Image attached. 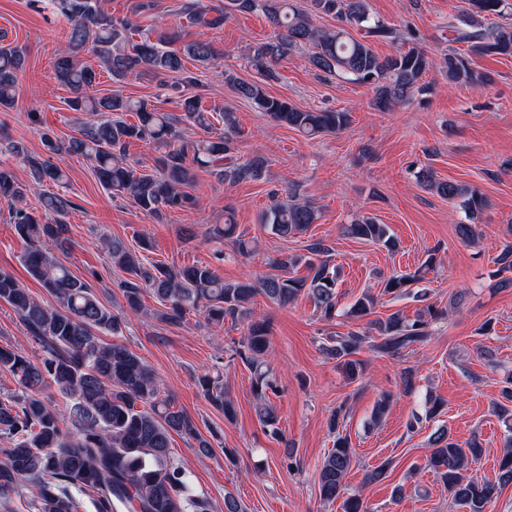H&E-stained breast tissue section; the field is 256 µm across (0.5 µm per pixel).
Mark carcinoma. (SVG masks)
<instances>
[{
  "instance_id": "cac0c4a2",
  "label": "carcinoma",
  "mask_w": 512,
  "mask_h": 512,
  "mask_svg": "<svg viewBox=\"0 0 512 512\" xmlns=\"http://www.w3.org/2000/svg\"><path fill=\"white\" fill-rule=\"evenodd\" d=\"M468 4L463 14L448 21L452 47L443 65L450 82L484 84L486 75L471 67L470 58L511 57L512 23L485 24L488 17L504 16L507 0H468ZM58 6L68 26L55 60L56 78L70 90L69 109L84 112L86 117L78 124V135L66 141L42 134L43 156H32L24 147L11 144L10 154L28 166L30 183L19 182L13 168L0 161V203H7L10 223L24 245L22 265L53 299L44 303L14 274L0 270V302L12 308L42 349L33 362L10 346H0V369L10 372L20 385L18 393L0 397V437L8 442V447L0 448V507L9 508L12 497L27 486L32 490L35 512H212L210 499L195 491L191 476L174 462L170 450L174 434L193 440L202 455L211 453L210 441L202 437L185 411L163 396L162 380L141 358L122 343L104 340L105 334L122 332V318L52 252L70 245L67 224L62 221L70 202L58 193L40 192V210L34 211L27 208L26 197L46 184L67 185L66 170L54 161V156L67 153L89 160L112 196L126 197L144 213L161 218L196 206L199 172L228 184L260 180L266 159L256 155L238 161L233 112L221 107L207 109L201 97L180 93V88L197 84L187 64L206 67L214 59L210 43L198 40L177 47L171 34H150L132 18L107 12L102 0H59ZM256 10L265 13L275 29L269 40L250 49L248 64L258 80L246 81L229 72L225 81L280 125L315 138L338 132L349 122L345 110L302 109L266 90L265 84L278 79L275 65L302 50L309 51L308 60L316 70L371 86L373 106L380 112L409 105L415 94L423 91L421 81L430 60L420 46L419 32L409 24L399 29L372 15L367 0H306L304 6L299 0H228L222 8L186 0L181 6V14L204 29L222 28L233 11ZM315 16L331 17L336 26L320 27L314 23ZM352 28L364 35L353 37ZM375 40L399 42L401 48L394 55L381 56L372 48ZM457 44L465 49L455 48ZM85 51L94 55L115 82L143 70L151 72L160 85L179 92L180 113L164 112L144 98L100 94L96 89L100 74L80 59ZM23 65V50L1 42V112L13 106ZM130 113L134 114L132 122L126 120ZM216 113L224 124L221 131L213 123ZM183 124L201 129L208 137L186 136ZM135 141L153 146L157 156L152 167L146 169L128 157V147ZM417 181L443 199L461 200L472 217L487 207L478 188L441 180L429 168L417 172ZM319 219L318 207L297 198L275 202L263 215L271 232L283 238L306 234ZM346 231L390 252L399 248L390 227L370 215L355 218ZM212 235L231 243L242 256L257 253L254 240L238 231L230 217L215 225ZM105 248L112 264L128 275L121 290L131 310L142 308V294L147 292L162 306L157 317L164 323L180 325L189 313L196 312L217 326L227 319L244 326L236 353L252 374L258 420L272 434L278 432L271 404L278 384L265 359L269 325L257 316L255 299L262 297L285 307L305 295L324 318L345 316L352 321L371 315L378 304L377 297L365 292L348 309L339 307L337 272L329 265L331 249L321 242L308 245L305 255L269 260L270 272L264 275L231 283L206 264L178 268L159 261L144 263L141 251L150 248L144 238L136 249L119 238L105 243ZM436 264V253L431 250L416 271L384 281L382 294L410 296L423 303L414 318L398 309L324 347L350 378L362 371L361 363L351 356L364 344L377 354L396 355L430 338L431 324L442 319L445 311L428 302V293L414 285ZM496 264L504 275L500 284L512 286V245L503 248ZM300 267L307 275L291 274ZM49 383L68 398V415H62L45 396ZM505 383L502 398L506 403L496 404V409L512 432V373ZM199 385L207 401L225 418L234 416L220 375H204ZM341 413L338 407L329 418L336 436L319 466L320 496L326 501L342 499L344 512H369L361 496L347 489L354 449L349 436L340 432ZM431 444L428 469L448 489V498L466 512H486L502 489L512 484V439L506 443L493 481L464 475L482 454L478 441L471 440L463 447L450 437L448 427L441 425L431 435Z\"/></svg>"
}]
</instances>
